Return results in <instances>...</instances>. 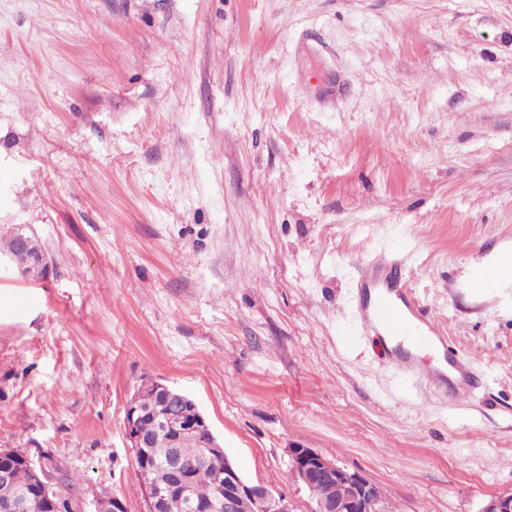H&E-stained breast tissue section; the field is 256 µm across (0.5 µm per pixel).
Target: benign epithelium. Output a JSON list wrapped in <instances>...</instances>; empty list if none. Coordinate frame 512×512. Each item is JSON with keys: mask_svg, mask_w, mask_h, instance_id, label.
Wrapping results in <instances>:
<instances>
[{"mask_svg": "<svg viewBox=\"0 0 512 512\" xmlns=\"http://www.w3.org/2000/svg\"><path fill=\"white\" fill-rule=\"evenodd\" d=\"M0 268L11 270L24 279H44L50 272L45 258L38 265L23 268L16 266L14 256L9 254L0 255ZM146 391L177 403L181 409L178 414H156L154 420L158 432L177 443L203 431L209 439L204 453L223 451L196 403L180 391L157 381L145 383L127 403L125 426L131 447H148L149 438L137 429L138 421L148 413L141 404V395ZM289 455L295 477L310 491L316 486L321 487L322 494L313 499L311 512H387L379 487L360 472L340 466L310 448H292ZM19 460L32 471L34 487L14 492L0 503V512H53L56 501L64 494L54 482L48 464H37L16 450L0 448V484H9L12 469ZM169 469L179 478L177 489L186 498L190 512H291L282 496L273 494L263 485L246 481L230 460L224 467V476L217 477V480L224 481V497L207 504L193 499V476L187 474L186 465L180 457H170ZM481 512H512V493L491 498Z\"/></svg>", "mask_w": 512, "mask_h": 512, "instance_id": "obj_1", "label": "benign epithelium"}]
</instances>
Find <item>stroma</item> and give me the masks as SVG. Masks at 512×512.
Masks as SVG:
<instances>
[{"instance_id":"stroma-1","label":"stroma","mask_w":512,"mask_h":512,"mask_svg":"<svg viewBox=\"0 0 512 512\" xmlns=\"http://www.w3.org/2000/svg\"><path fill=\"white\" fill-rule=\"evenodd\" d=\"M0 448L148 512L125 407L192 398L243 477L310 512L289 451L389 512L512 492V0H0ZM481 379L407 383L359 323L387 244ZM3 254V255H2ZM4 268L6 270H12L19 277L24 279H36L41 278L44 279L50 272L49 262L47 261L45 255L42 256L41 263L38 265H30L26 268L17 267L14 263V256L1 253L0 255V268ZM508 254L507 252L500 253L498 255H493L491 258L483 260L481 263L474 264L470 267L467 274V284L475 281L481 272L486 269L490 265H496L499 267V280L496 287H500L503 284L507 283L510 274L512 275V265L507 261ZM496 282V270L491 267L486 269L483 274L477 279L474 288L479 290H483L486 288H494Z\"/></svg>"}]
</instances>
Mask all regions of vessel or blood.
Here are the masks:
<instances>
[{"mask_svg":"<svg viewBox=\"0 0 512 512\" xmlns=\"http://www.w3.org/2000/svg\"><path fill=\"white\" fill-rule=\"evenodd\" d=\"M404 261L378 255L362 262L358 283L360 322L365 333L376 336L384 355L406 376L417 373L415 353L444 346L437 324L427 319L420 306L404 291L401 271ZM449 372L431 369L426 383L443 382L452 401L468 399L475 385L471 364L464 358L448 360Z\"/></svg>","mask_w":512,"mask_h":512,"instance_id":"1","label":"vessel or blood"}]
</instances>
